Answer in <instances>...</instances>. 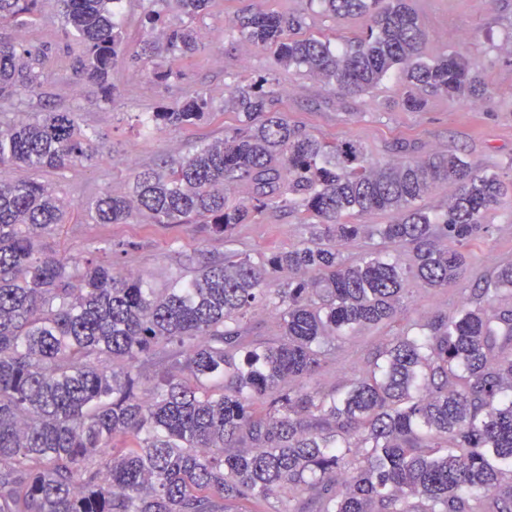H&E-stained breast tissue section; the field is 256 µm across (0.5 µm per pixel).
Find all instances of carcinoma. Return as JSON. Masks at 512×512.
Here are the masks:
<instances>
[{"instance_id": "1", "label": "carcinoma", "mask_w": 512, "mask_h": 512, "mask_svg": "<svg viewBox=\"0 0 512 512\" xmlns=\"http://www.w3.org/2000/svg\"><path fill=\"white\" fill-rule=\"evenodd\" d=\"M122 0H0V26L28 27L48 11L82 53L78 83L112 104V71L125 31ZM210 0H148L141 55L151 76L179 80L193 56L191 23ZM336 17L373 25L337 50L298 37L303 19L263 11L237 20L245 41L278 65L341 95L363 93L398 69L417 87L479 97L484 87L460 54L428 57L406 0H320ZM44 61L0 38V100L17 108L42 86ZM278 85L236 87L222 111L238 126L132 188L105 193L87 224H199L229 236L270 209L322 220L311 238L257 261H206L189 279L154 288L142 274L79 265L41 241L71 202L30 176L101 156L78 113L51 110L0 121V512H224L226 501L288 512H512V261L453 314L419 316L380 345L362 373L327 391L306 381L330 344L367 326H392L410 285L441 289L469 272L463 250L488 232L484 214L509 186L456 154L369 161L355 141L329 144L277 109ZM210 108L195 90L148 113V130L192 125ZM249 196L233 206L227 187ZM456 185L438 211L421 205ZM389 213V224L351 217ZM362 245L356 257L344 254ZM282 287H262L267 276ZM275 311L276 336L252 319ZM170 368L138 371L157 353ZM118 435L128 448L112 447Z\"/></svg>"}]
</instances>
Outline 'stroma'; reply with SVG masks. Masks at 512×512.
Instances as JSON below:
<instances>
[{
	"label": "stroma",
	"instance_id": "obj_1",
	"mask_svg": "<svg viewBox=\"0 0 512 512\" xmlns=\"http://www.w3.org/2000/svg\"><path fill=\"white\" fill-rule=\"evenodd\" d=\"M408 3L421 19L425 54L434 57L459 52L467 56L488 89L484 98H451L424 90L420 93L424 107L409 111L402 108L401 101L413 88L396 72L367 93L343 96L304 71L276 66L271 49L244 45L231 24L234 16L256 10L301 14L305 17L303 35L342 46L371 23L366 16H333L323 11L318 0H213L207 15L193 24L199 50L194 58L180 61L183 78L178 82L146 77L152 64L137 56L144 35L140 26L144 0H125V54L112 74L116 90L108 106L91 89L69 93L76 46L57 19L48 17L23 29L20 36L27 48L46 57L42 88L28 111L14 113L9 104L0 102V113L10 112L12 120L19 121L31 111L73 109L85 128L100 133L112 148L100 161L39 173L40 181L52 184L73 205L68 223L44 239L46 251L73 261L94 258L112 264L119 272H140L153 287L166 288L177 276H191L198 259L221 260L234 253L256 258L308 239L310 217L279 210L267 211L254 223L238 225L228 238L203 233L195 224L81 221L84 209L101 194L128 191L137 172L223 138L236 124L234 113L222 109L229 90L262 76L278 82L281 110L288 119L318 139L356 141L377 162L392 159L393 143L406 140L414 143L415 156L453 153L512 182V0ZM194 90L212 98L213 113L193 125L143 135L140 119L144 113L181 100ZM484 222L489 231L471 248L468 277L441 291L412 285L400 322L426 312L454 313L467 290L481 283L494 265L512 261V202L486 213ZM388 337V329L368 326L336 344L326 366L309 379V386L329 389L349 383Z\"/></svg>",
	"mask_w": 512,
	"mask_h": 512
}]
</instances>
